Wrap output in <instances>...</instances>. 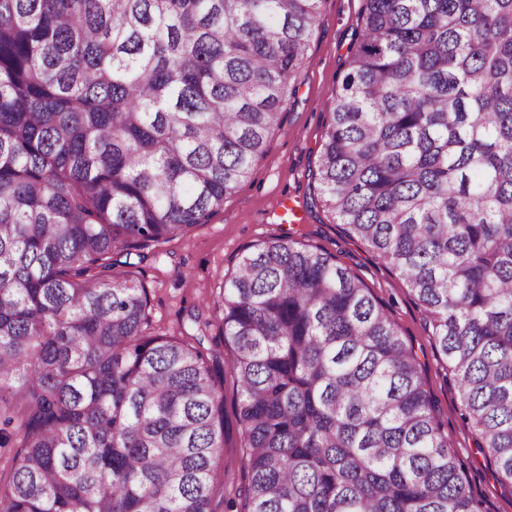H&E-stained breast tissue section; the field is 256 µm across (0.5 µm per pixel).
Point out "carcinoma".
<instances>
[{"label": "carcinoma", "instance_id": "cac0c4a2", "mask_svg": "<svg viewBox=\"0 0 512 512\" xmlns=\"http://www.w3.org/2000/svg\"><path fill=\"white\" fill-rule=\"evenodd\" d=\"M322 0H0V512H217L224 354L132 268L281 129ZM314 180L403 277L512 485V0H364ZM240 512H484L418 356L336 257L272 238L212 305ZM237 386L227 363H224V451L219 468L224 471V497L238 502L244 486L245 461L242 454L243 435L237 417Z\"/></svg>", "mask_w": 512, "mask_h": 512}]
</instances>
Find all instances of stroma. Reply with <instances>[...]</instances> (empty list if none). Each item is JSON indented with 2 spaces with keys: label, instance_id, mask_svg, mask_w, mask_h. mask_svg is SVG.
<instances>
[{
  "label": "stroma",
  "instance_id": "35a3bbf8",
  "mask_svg": "<svg viewBox=\"0 0 512 512\" xmlns=\"http://www.w3.org/2000/svg\"><path fill=\"white\" fill-rule=\"evenodd\" d=\"M363 0H322L307 54L296 75L282 128L272 136L265 156L249 179L207 223L190 228L171 242L147 251L136 271L150 298L149 333L201 338L205 348L223 350L216 326H204L211 313L204 298L218 292L231 276L239 254L284 236L320 247L336 256L383 302L403 339L418 355L431 400L448 433L451 448L466 467L473 494L487 512H512V488L501 485L463 420L455 388L448 382L425 330L424 313L406 283L369 248L348 236L318 198L313 173L323 143L327 107L336 98L346 60L360 25ZM280 199L298 201L304 222L285 223L273 208ZM200 313L202 323L190 316ZM237 386L224 376V495L237 497L244 486L243 435L237 417Z\"/></svg>",
  "mask_w": 512,
  "mask_h": 512
}]
</instances>
